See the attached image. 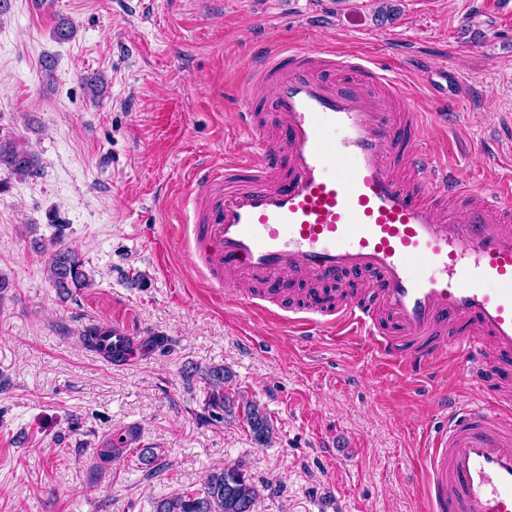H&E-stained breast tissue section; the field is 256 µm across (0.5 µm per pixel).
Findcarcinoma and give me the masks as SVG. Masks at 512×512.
<instances>
[{"label": "carcinoma", "mask_w": 512, "mask_h": 512, "mask_svg": "<svg viewBox=\"0 0 512 512\" xmlns=\"http://www.w3.org/2000/svg\"><path fill=\"white\" fill-rule=\"evenodd\" d=\"M17 176H33L38 173L39 158L31 149L12 141L0 140V169ZM54 249L47 263V274L53 286L61 293L73 288H83L87 278L79 251L62 241L53 242ZM112 335L111 327L91 325L84 331L86 345L112 359L119 355L104 346V340ZM230 373L222 367H212L205 373V411L213 421L234 413V399L226 394ZM242 421L247 425L252 440L264 446L274 432L273 424L259 405L246 401L240 404ZM260 494L258 486L241 461L206 474L202 488L197 492H182L156 502L154 512H252Z\"/></svg>", "instance_id": "carcinoma-1"}]
</instances>
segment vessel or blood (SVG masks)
<instances>
[{
    "label": "vessel or blood",
    "mask_w": 512,
    "mask_h": 512,
    "mask_svg": "<svg viewBox=\"0 0 512 512\" xmlns=\"http://www.w3.org/2000/svg\"><path fill=\"white\" fill-rule=\"evenodd\" d=\"M245 110L244 158L194 173L182 243L225 303L238 280L263 288L251 311L296 338L352 339L417 382L433 377L450 338L466 405L437 401L442 423L420 459L426 512H512V174L475 188L401 81L367 61L295 44L270 47L235 92ZM368 272L372 301L321 307V287ZM313 299L283 305L285 281ZM121 360L132 336L112 331Z\"/></svg>",
    "instance_id": "obj_1"
}]
</instances>
